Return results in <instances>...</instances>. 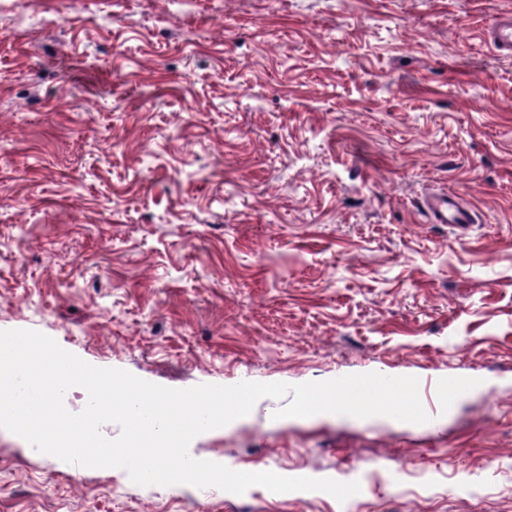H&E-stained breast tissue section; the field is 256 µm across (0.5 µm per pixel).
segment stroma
Returning <instances> with one entry per match:
<instances>
[{
    "label": "stroma",
    "mask_w": 512,
    "mask_h": 512,
    "mask_svg": "<svg viewBox=\"0 0 512 512\" xmlns=\"http://www.w3.org/2000/svg\"><path fill=\"white\" fill-rule=\"evenodd\" d=\"M512 0H0V330L169 388L414 376L428 423L248 418L236 495L0 428V512H512ZM458 192L464 231L424 197ZM490 43L501 52H512V18L496 19L489 28Z\"/></svg>",
    "instance_id": "stroma-1"
}]
</instances>
